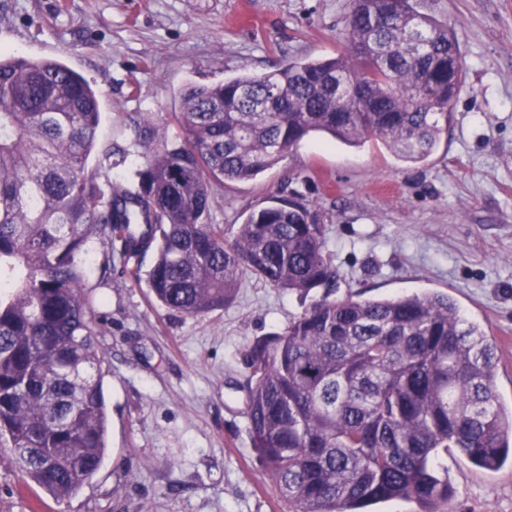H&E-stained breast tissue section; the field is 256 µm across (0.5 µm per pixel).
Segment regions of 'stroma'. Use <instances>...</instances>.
<instances>
[{
	"mask_svg": "<svg viewBox=\"0 0 512 512\" xmlns=\"http://www.w3.org/2000/svg\"><path fill=\"white\" fill-rule=\"evenodd\" d=\"M454 29L465 79L425 162L381 143L316 135L273 169L216 186L211 221L234 236L257 209L299 193L323 224L358 300L437 291L497 344L495 384L512 405V0H427ZM350 0H0V51L57 57L100 92L98 162L138 186L139 132L164 129L188 84L271 72L344 50ZM132 267L91 270L104 352L107 450L77 494L26 486L0 448V512H293L256 461L242 386L245 354L313 301L243 272L208 314L168 310ZM458 512H512V465L495 472L448 452Z\"/></svg>",
	"mask_w": 512,
	"mask_h": 512,
	"instance_id": "35a3bbf8",
	"label": "stroma"
}]
</instances>
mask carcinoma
Instances as JSON below:
<instances>
[{
    "mask_svg": "<svg viewBox=\"0 0 512 512\" xmlns=\"http://www.w3.org/2000/svg\"><path fill=\"white\" fill-rule=\"evenodd\" d=\"M464 78L456 33L422 0H352L346 49L179 92L139 189L93 162L98 89L58 59L0 53V445L64 500L106 450L89 243L112 271L153 250L147 275L169 310L230 304L249 270L323 295L246 354L256 458L295 512H368L392 499L451 512L455 448L496 471L512 459V408L495 386L496 343L448 295L334 298L342 275L296 193L251 212L232 241L210 223L213 186L248 182L314 134L374 139L398 158L436 150Z\"/></svg>",
    "mask_w": 512,
    "mask_h": 512,
    "instance_id": "1",
    "label": "carcinoma"
}]
</instances>
